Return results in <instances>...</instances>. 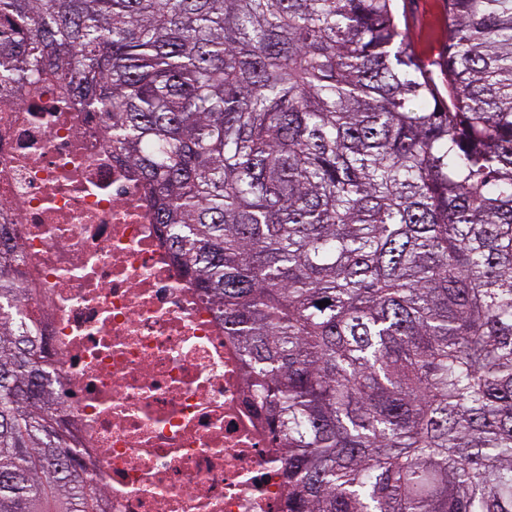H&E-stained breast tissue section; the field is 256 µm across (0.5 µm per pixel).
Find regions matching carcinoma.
Returning <instances> with one entry per match:
<instances>
[{
	"mask_svg": "<svg viewBox=\"0 0 512 512\" xmlns=\"http://www.w3.org/2000/svg\"><path fill=\"white\" fill-rule=\"evenodd\" d=\"M0 0L224 313L287 512H512V0ZM0 224V512H103ZM328 300L321 307L318 302ZM399 11L407 19L408 35L423 58L434 60L445 47L444 0H399Z\"/></svg>",
	"mask_w": 512,
	"mask_h": 512,
	"instance_id": "obj_1",
	"label": "carcinoma"
}]
</instances>
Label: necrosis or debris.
<instances>
[{"label":"necrosis or debris","mask_w":512,"mask_h":512,"mask_svg":"<svg viewBox=\"0 0 512 512\" xmlns=\"http://www.w3.org/2000/svg\"><path fill=\"white\" fill-rule=\"evenodd\" d=\"M0 224L106 512H284V449L235 340L103 121L52 86L0 97Z\"/></svg>","instance_id":"obj_1"}]
</instances>
